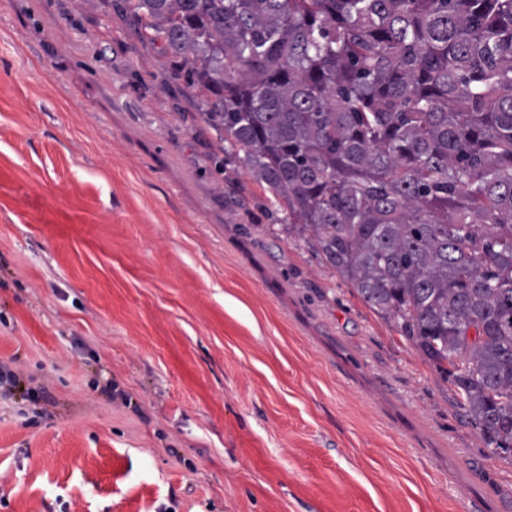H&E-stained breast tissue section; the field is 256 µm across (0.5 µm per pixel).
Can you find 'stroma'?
I'll list each match as a JSON object with an SVG mask.
<instances>
[{
	"label": "stroma",
	"instance_id": "stroma-1",
	"mask_svg": "<svg viewBox=\"0 0 512 512\" xmlns=\"http://www.w3.org/2000/svg\"><path fill=\"white\" fill-rule=\"evenodd\" d=\"M267 196L123 0H0V512H512Z\"/></svg>",
	"mask_w": 512,
	"mask_h": 512
}]
</instances>
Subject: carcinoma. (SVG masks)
Wrapping results in <instances>:
<instances>
[{
	"instance_id": "carcinoma-1",
	"label": "carcinoma",
	"mask_w": 512,
	"mask_h": 512,
	"mask_svg": "<svg viewBox=\"0 0 512 512\" xmlns=\"http://www.w3.org/2000/svg\"><path fill=\"white\" fill-rule=\"evenodd\" d=\"M284 226L512 464V0H125Z\"/></svg>"
}]
</instances>
